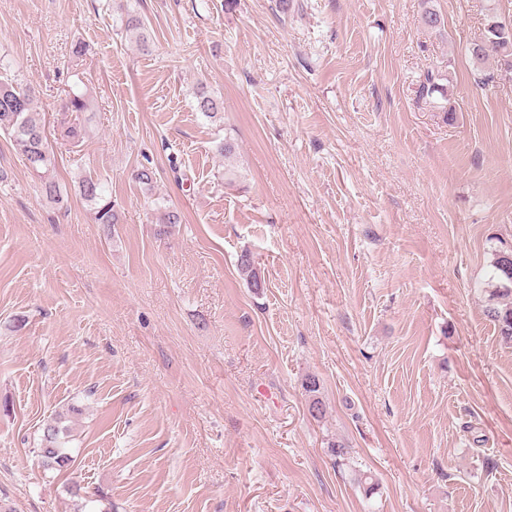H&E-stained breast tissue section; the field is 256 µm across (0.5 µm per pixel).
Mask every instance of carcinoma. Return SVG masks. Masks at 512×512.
Instances as JSON below:
<instances>
[{"instance_id": "obj_1", "label": "carcinoma", "mask_w": 512, "mask_h": 512, "mask_svg": "<svg viewBox=\"0 0 512 512\" xmlns=\"http://www.w3.org/2000/svg\"><path fill=\"white\" fill-rule=\"evenodd\" d=\"M125 30L135 34L136 41L143 51H149L151 42L145 33L146 25L140 17L129 14L124 23ZM482 45V55L475 59L483 64L492 59L498 65L512 70V28L504 27L498 34L485 30L476 40ZM440 74L431 69L424 74L418 87L419 97L431 98L435 93H444L438 83ZM197 108L209 118H214L221 111V103L200 87L196 91ZM89 103L84 95L70 93L62 107L60 126L62 136L73 147L80 146L87 133L86 112ZM0 131L7 134L16 149L25 157L31 172L40 180L51 199L61 198V190L53 179L55 168L54 156L49 148L44 127L36 117L34 97L29 88L22 86L17 75L11 73V62L5 55H0ZM80 191L93 209L95 223L107 232H112V225L118 223V211L112 194L99 180L85 177L80 181ZM155 220L158 224H178L180 214L170 206L155 202ZM512 267V249L500 247L495 250L490 272V287L485 289L487 304L486 317L498 328V333L506 342L512 343V274H506L507 267ZM238 270L246 277L247 284L259 293L265 288V282L256 273L254 260L250 253L244 252L238 258ZM309 400L317 408L313 419L325 416V404L320 397V382L309 375L302 382ZM65 416L57 415L43 429V439L39 456L54 468H68L73 458L65 448L68 428L63 425Z\"/></svg>"}]
</instances>
